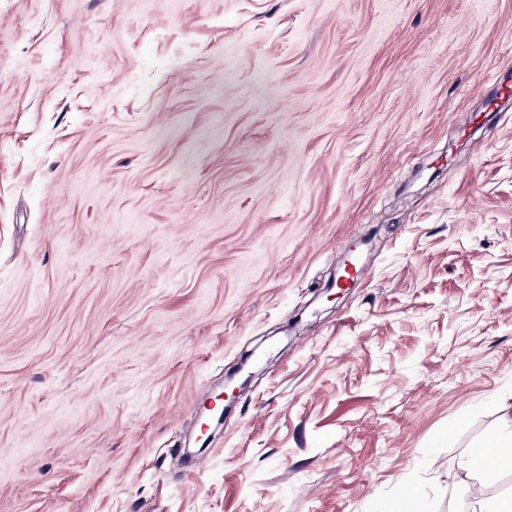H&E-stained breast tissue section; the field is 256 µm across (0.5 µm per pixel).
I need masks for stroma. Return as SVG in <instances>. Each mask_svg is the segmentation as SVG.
<instances>
[{"mask_svg": "<svg viewBox=\"0 0 512 512\" xmlns=\"http://www.w3.org/2000/svg\"><path fill=\"white\" fill-rule=\"evenodd\" d=\"M506 62L512 0H0V512L512 498Z\"/></svg>", "mask_w": 512, "mask_h": 512, "instance_id": "1", "label": "stroma"}]
</instances>
